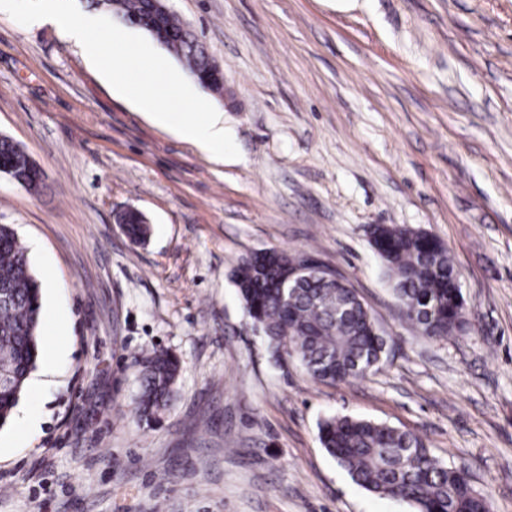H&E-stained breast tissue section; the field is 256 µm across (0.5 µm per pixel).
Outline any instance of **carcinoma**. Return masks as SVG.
I'll return each mask as SVG.
<instances>
[{
  "label": "carcinoma",
  "instance_id": "obj_1",
  "mask_svg": "<svg viewBox=\"0 0 512 512\" xmlns=\"http://www.w3.org/2000/svg\"><path fill=\"white\" fill-rule=\"evenodd\" d=\"M91 6L129 25L167 36L165 48L184 61L193 77L205 71L206 49L169 10L153 11L147 0H91ZM0 169L36 192L40 168L12 139L0 138ZM119 223L137 243L146 229L135 211ZM371 245L381 258L407 321L431 339L468 327L463 295L455 288L457 271L446 247L424 232L398 224H374ZM303 255L285 250L255 251L233 271V281L251 324L265 337L271 358L296 360L320 383L336 385L363 378L388 360L387 340L354 289L323 280L315 268L295 288L283 286L288 269ZM0 286L9 298L0 302V369L10 384L0 387V423L16 406L38 358L37 328L41 291L30 272L25 249L15 232L0 225ZM143 375L135 413L149 419L174 397L178 359L153 351L141 358ZM323 448L368 492L409 502L414 512H490L487 496L470 482L466 470L448 463L423 439L386 424L348 416H330L318 427Z\"/></svg>",
  "mask_w": 512,
  "mask_h": 512
}]
</instances>
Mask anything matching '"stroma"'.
I'll return each mask as SVG.
<instances>
[{"label":"stroma","mask_w":512,"mask_h":512,"mask_svg":"<svg viewBox=\"0 0 512 512\" xmlns=\"http://www.w3.org/2000/svg\"><path fill=\"white\" fill-rule=\"evenodd\" d=\"M224 70L240 152L223 160L118 94L79 45L0 13V135L44 171L0 177V224L67 323L0 426V512H413L354 484L318 423L420 435L512 512V0H166ZM151 232L136 244L117 216ZM372 224L450 251L467 332L407 322ZM319 258L386 336L339 385L275 363L231 281L263 249ZM181 371L171 406L131 416L138 356ZM37 409L29 435L20 417Z\"/></svg>","instance_id":"1"}]
</instances>
